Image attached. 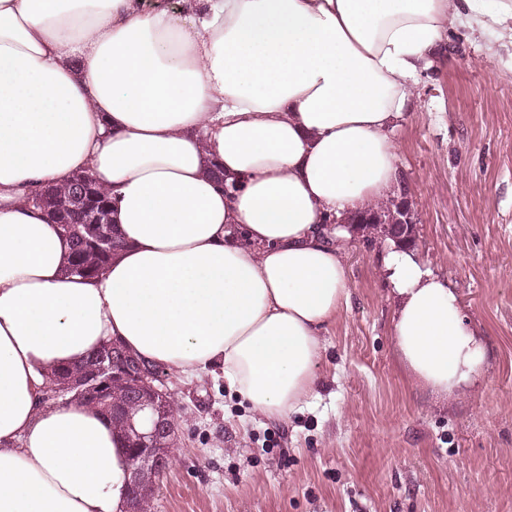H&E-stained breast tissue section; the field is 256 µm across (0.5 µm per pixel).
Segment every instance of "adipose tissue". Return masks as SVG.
I'll list each match as a JSON object with an SVG mask.
<instances>
[{"mask_svg":"<svg viewBox=\"0 0 512 512\" xmlns=\"http://www.w3.org/2000/svg\"><path fill=\"white\" fill-rule=\"evenodd\" d=\"M461 20L512 32V0H0V512H126L111 416L43 398L104 342L220 370L267 420L308 405L349 295L329 224L388 200L391 131ZM82 172L124 243L92 279L26 199ZM384 273L406 376L463 398L485 347L456 293L402 249Z\"/></svg>","mask_w":512,"mask_h":512,"instance_id":"obj_1","label":"adipose tissue"}]
</instances>
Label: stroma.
Listing matches in <instances>:
<instances>
[{
  "label": "stroma",
  "mask_w": 512,
  "mask_h": 512,
  "mask_svg": "<svg viewBox=\"0 0 512 512\" xmlns=\"http://www.w3.org/2000/svg\"><path fill=\"white\" fill-rule=\"evenodd\" d=\"M421 264L483 332L468 396L411 383L392 343L387 239L353 234L349 299L322 333L318 395L259 418L222 373L162 372L177 441L150 512H512V41L450 28L392 132Z\"/></svg>",
  "instance_id": "obj_1"
}]
</instances>
